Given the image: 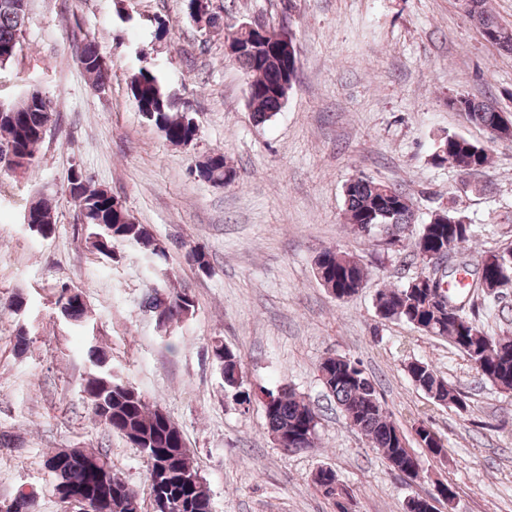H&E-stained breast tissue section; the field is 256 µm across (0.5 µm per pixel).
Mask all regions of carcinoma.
<instances>
[{"label":"carcinoma","mask_w":512,"mask_h":512,"mask_svg":"<svg viewBox=\"0 0 512 512\" xmlns=\"http://www.w3.org/2000/svg\"><path fill=\"white\" fill-rule=\"evenodd\" d=\"M487 0H467L466 14L474 20L482 34L503 28L486 7ZM28 0H0V64L10 62L17 54L27 18ZM283 29H269L265 35L238 61L252 89L249 105L254 118L266 122L283 107L292 89L289 84L288 60L278 52L277 40ZM104 55L92 40L82 43L78 61L97 90L104 89L111 71L102 65ZM130 91L137 108L153 123L165 139L174 146L188 147L196 136L194 117L181 112L176 99L164 93L154 71L142 67L130 79ZM463 112L468 122L483 128L493 127L499 120L495 102L461 97ZM53 108L45 107L44 100L27 97L17 103V111L0 113V173L16 174L36 160L44 140L43 128L54 122ZM435 164L451 162L457 167L484 169L489 166L487 150L460 135L440 136L431 154ZM198 177L208 182L230 185L237 174L226 177L224 155H208L196 165ZM386 183L373 178L359 177L346 190V224L356 234L366 232V226L382 222L392 230L398 242L399 232L416 224L413 199L400 200L397 194L383 192ZM69 198L79 208L81 224L88 227L87 242L98 254L107 258L112 253L106 246L114 241L137 245L150 260H165L169 242L155 237L143 224L136 223L127 210L115 203L112 194L92 185L85 179L77 189H66ZM24 216L32 223L54 232L55 204L46 197L33 199L25 208ZM473 224L462 215L457 224L420 225L412 242L413 255L422 250L443 251L450 261L443 279L454 282L462 278V285L448 289V303L452 308L434 311L429 288L409 283L395 288H382L375 298L378 314L385 319L403 321L418 331L448 339L471 362L481 380L505 391H512V336L489 334L476 318V307L491 308L512 291V257L492 249L483 252L487 262L477 268L460 260L465 244L474 236ZM323 259L316 260V277L327 289L357 291L368 277V269L354 254L337 247L322 250ZM187 261L202 275H208L210 263L200 250L186 254ZM72 290L63 286L58 291L55 305L61 318L71 326L86 327L87 307L83 299L72 301ZM154 314L157 327L165 335L171 326L195 311L193 296L185 291L156 288L145 301ZM90 369L85 378L84 393L88 396L95 421L125 438L138 449L147 469L146 490L150 496L163 494L171 504L170 512H210V494L193 465L181 430L163 410L151 408L143 395L130 383L114 377L109 359L95 344L87 346ZM213 357L220 365L224 387L237 390L241 386L240 356L223 346L213 349ZM409 379L435 402L463 410L466 403L461 392L439 375L428 363L415 360L405 365ZM323 387L338 404L347 424L361 431L396 472L411 477V468L418 455L415 447H425L434 456L444 457L447 448L440 437L421 424L409 436L384 408L376 382L361 365L346 357H328L319 365ZM268 432L273 440L286 448L308 451L318 447L317 433L309 426L316 416L310 403L294 390L282 387L264 392L262 401ZM53 478V491L58 498L61 489L73 493L84 502L82 512H102L100 498L112 493L110 512H131L128 500L140 494V489L112 474L107 452L78 450L67 455L60 450L44 461ZM336 473L321 469L315 474L314 484L326 499L333 502L337 512H349L332 490ZM35 496L20 489L8 502L0 503V512H34Z\"/></svg>","instance_id":"carcinoma-1"}]
</instances>
